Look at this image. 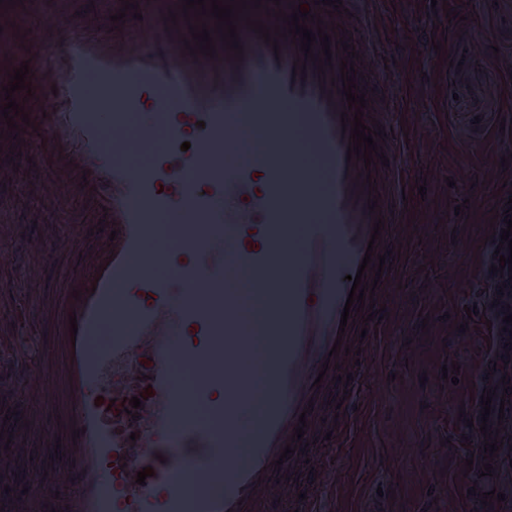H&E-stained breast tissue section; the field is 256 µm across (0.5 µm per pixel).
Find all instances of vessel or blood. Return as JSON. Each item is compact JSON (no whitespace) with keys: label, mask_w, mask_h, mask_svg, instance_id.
Masks as SVG:
<instances>
[{"label":"vessel or blood","mask_w":512,"mask_h":512,"mask_svg":"<svg viewBox=\"0 0 512 512\" xmlns=\"http://www.w3.org/2000/svg\"><path fill=\"white\" fill-rule=\"evenodd\" d=\"M303 2L331 37L330 62L318 44L306 60L263 11L252 18L270 28L269 38L245 24L241 52L219 40L212 55L201 56L186 49L188 30L160 16L146 13L113 30L99 15L67 18L62 0H45L36 36L13 45L29 60L41 100L17 136L43 168L30 195H78L104 223L88 245L77 227L39 240L23 226L9 228L19 251L0 262V283L25 302L0 305V361L8 366L0 392L21 408L39 404L27 429L65 490L32 479L23 497H0V512H331L335 464L359 424L354 407L368 385L370 360L354 351L376 343L374 333L362 331L365 312L344 310L350 278L376 282L374 302L384 305L400 265L379 278L358 266L366 250L382 255L404 242L411 214L404 200L418 195L421 125L408 120L405 89L394 80L404 48L375 34L381 0H343L344 14L332 16L318 0ZM341 28L359 55L355 83L367 89L362 121L379 122L383 132L382 156L368 166L347 157ZM103 107L112 110L106 130L91 117ZM235 113L251 117L264 143L248 163L231 168L224 147L239 132L224 117ZM134 122L142 146L163 140L145 165L121 157ZM301 144L320 162L319 177L300 165ZM179 210L192 216L173 229L190 262L171 279L146 273L141 261L153 216ZM34 251L49 262L75 251L82 259L46 296L14 273ZM243 270L273 320L256 410L242 362L253 342L233 329L235 300L219 287L225 273ZM504 315L491 307V349L475 378L477 389L496 392L489 418L480 404L469 411L479 444L496 439L499 416L512 418V394L504 392L512 363L500 362L511 338L502 330ZM44 324L53 332L45 345ZM188 324L198 337L184 343ZM337 342L350 354L331 356ZM146 353L153 361L147 398L132 430L114 428L96 399L112 394L111 408L124 413L127 385ZM178 363L194 371L198 412L191 417L173 375ZM342 368L352 381L338 379ZM299 426L308 451L283 458ZM147 466L153 476L137 484ZM288 476L296 490L272 495Z\"/></svg>","instance_id":"vessel-or-blood-1"}]
</instances>
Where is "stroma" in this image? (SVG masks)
<instances>
[{"instance_id": "stroma-1", "label": "stroma", "mask_w": 512, "mask_h": 512, "mask_svg": "<svg viewBox=\"0 0 512 512\" xmlns=\"http://www.w3.org/2000/svg\"><path fill=\"white\" fill-rule=\"evenodd\" d=\"M456 19H447V11ZM387 29L407 50L405 88L413 118L429 128L417 148L427 176L426 195L412 217L420 240L403 250L402 288H391L388 325L371 360L372 381L363 402V422L336 474L335 512H469V491L479 482L481 463L466 467L472 449L459 434V411L475 399V375L489 345L485 316L468 317L465 307H486L487 284L480 270L489 255L491 209L466 206L468 198L508 189L512 167L492 166L508 140L500 130L512 114V80L491 70L493 53H512V0H393ZM446 43L435 52L431 37ZM489 40L490 49L472 46ZM17 182L0 190V224H38L47 235L68 225L90 230L98 216L69 194L48 222L37 204L14 208V200L41 171L26 158L27 143L14 144ZM473 185H465V178ZM459 182L449 188L448 180ZM463 214H456V206ZM454 233H447L446 225ZM445 255L448 269L431 264ZM427 264H420V257ZM459 365L445 379L444 362Z\"/></svg>"}]
</instances>
